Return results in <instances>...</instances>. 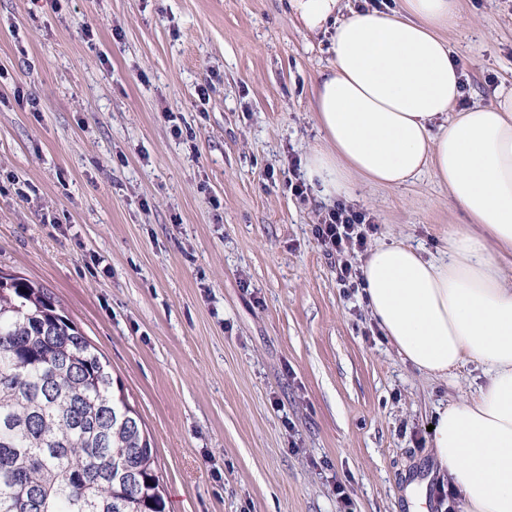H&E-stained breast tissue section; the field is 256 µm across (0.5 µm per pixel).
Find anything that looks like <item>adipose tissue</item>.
<instances>
[{"label":"adipose tissue","mask_w":512,"mask_h":512,"mask_svg":"<svg viewBox=\"0 0 512 512\" xmlns=\"http://www.w3.org/2000/svg\"><path fill=\"white\" fill-rule=\"evenodd\" d=\"M311 32L333 27V62L312 108L321 140L306 178L325 198L356 185L395 188L429 171L466 218L437 257L402 242L363 261L370 317L417 371L445 379L468 363L485 383L439 403L432 453L457 512H512V90L459 108L443 34L460 0H397L385 13L339 0H288Z\"/></svg>","instance_id":"ef3b65f1"}]
</instances>
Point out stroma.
<instances>
[{
	"label": "stroma",
	"instance_id": "stroma-1",
	"mask_svg": "<svg viewBox=\"0 0 512 512\" xmlns=\"http://www.w3.org/2000/svg\"><path fill=\"white\" fill-rule=\"evenodd\" d=\"M461 8L447 39L466 104H488L512 85V0ZM332 61L287 0H0V271L109 364L167 512H413L415 481L451 512L427 428L484 375L398 356L315 235L330 202L289 184ZM350 204L369 245L432 256L464 221L426 173Z\"/></svg>",
	"mask_w": 512,
	"mask_h": 512
}]
</instances>
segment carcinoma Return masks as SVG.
I'll list each match as a JSON object with an SVG mask.
<instances>
[{
  "label": "carcinoma",
  "instance_id": "carcinoma-1",
  "mask_svg": "<svg viewBox=\"0 0 512 512\" xmlns=\"http://www.w3.org/2000/svg\"><path fill=\"white\" fill-rule=\"evenodd\" d=\"M0 512H166L108 365L46 288L2 272Z\"/></svg>",
  "mask_w": 512,
  "mask_h": 512
}]
</instances>
